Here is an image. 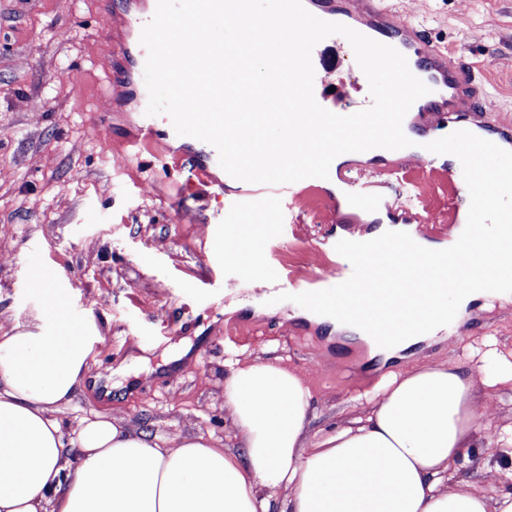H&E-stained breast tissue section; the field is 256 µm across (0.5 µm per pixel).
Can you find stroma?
<instances>
[{
  "label": "stroma",
  "instance_id": "1",
  "mask_svg": "<svg viewBox=\"0 0 512 512\" xmlns=\"http://www.w3.org/2000/svg\"><path fill=\"white\" fill-rule=\"evenodd\" d=\"M96 2L0 0V335L41 307V291L30 285L38 265L67 287L65 310L42 326L66 322L75 331L92 322L104 338L58 414L65 432L106 415L163 441H223L227 364L245 355L281 360L305 376L314 437L359 414L390 372L450 361L478 380L497 374L491 362L472 359L469 346L488 337L512 352V299L477 298L456 334L432 333L386 355L370 354L357 334L294 303L266 305L271 277L322 272L336 260L338 237L396 223L398 202L378 213L343 209L337 224L323 207V186L273 202L263 218L271 226L268 265L241 276L226 261L228 245L209 234L210 225H230L237 190H215L195 172L189 157L199 154L197 142L183 138L182 157L167 156L171 136L162 127L157 141L128 152L127 141L141 132L144 79L130 63L125 97L107 96L104 84L114 53L134 46V29L103 39ZM386 4L471 73L474 108L492 106L489 120L512 124V0ZM95 113L111 126L93 123ZM425 185L426 221L415 230L442 243L453 231L448 188ZM177 343L189 349L180 359ZM476 403L482 420L511 424L512 381L490 393L478 388ZM487 457V449H469L457 479L489 495L512 490V461Z\"/></svg>",
  "mask_w": 512,
  "mask_h": 512
}]
</instances>
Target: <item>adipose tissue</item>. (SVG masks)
Returning <instances> with one entry per match:
<instances>
[{"label":"adipose tissue","instance_id":"ef3b65f1","mask_svg":"<svg viewBox=\"0 0 512 512\" xmlns=\"http://www.w3.org/2000/svg\"><path fill=\"white\" fill-rule=\"evenodd\" d=\"M101 341L32 321L0 336V512H512V492L448 480L477 445L512 458V426L480 420L475 381L451 362L404 370L313 441L303 378L239 360L224 379L235 446L164 448L106 416L79 423L70 466L57 414Z\"/></svg>","mask_w":512,"mask_h":512}]
</instances>
